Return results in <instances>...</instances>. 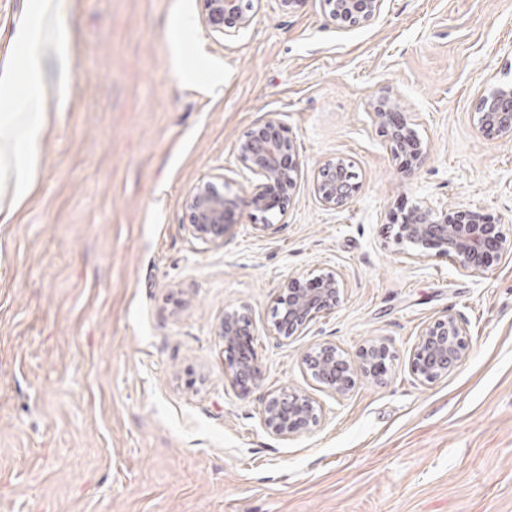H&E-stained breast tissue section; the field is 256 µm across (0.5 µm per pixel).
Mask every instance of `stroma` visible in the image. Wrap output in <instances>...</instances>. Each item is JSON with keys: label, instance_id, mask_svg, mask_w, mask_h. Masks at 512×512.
<instances>
[{"label": "stroma", "instance_id": "1", "mask_svg": "<svg viewBox=\"0 0 512 512\" xmlns=\"http://www.w3.org/2000/svg\"><path fill=\"white\" fill-rule=\"evenodd\" d=\"M57 2L69 91L48 103L30 192L0 194V512H512V251L477 274L433 249L412 261L392 222L464 205L512 238V141L475 118L479 92L512 80V0H385L350 30L320 0H257L232 39L201 0ZM32 3L0 0V71L18 80ZM174 39L201 81L178 76ZM380 91L429 146L413 179L368 115ZM271 120L301 164L287 207L266 230L237 209L218 247L192 237L185 195L216 174L245 195L236 146ZM336 158L361 189L330 210L313 178ZM327 270L336 308L281 342L274 297ZM233 309L253 324L246 393L216 334ZM449 313L469 350L422 384L411 350ZM372 339L388 369L344 395L301 363L320 344L356 362ZM282 389L316 401V427L267 432Z\"/></svg>", "mask_w": 512, "mask_h": 512}]
</instances>
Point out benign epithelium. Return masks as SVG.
Masks as SVG:
<instances>
[{"label":"benign epithelium","instance_id":"1","mask_svg":"<svg viewBox=\"0 0 512 512\" xmlns=\"http://www.w3.org/2000/svg\"><path fill=\"white\" fill-rule=\"evenodd\" d=\"M205 23L212 31L229 39L248 27L253 19V0H202ZM384 0H321L324 14L338 24L350 27L372 22L381 13ZM372 122L391 143L396 154L405 151L414 156L405 177L410 179L427 159V147L404 118L400 99L380 92L367 102ZM477 123L480 127L512 140V84L502 82L481 94L478 101ZM238 161L252 175L246 193L247 206L258 212L272 209L267 192L273 185L281 198L290 199L300 173L293 141L274 123L253 128L237 146ZM221 175L198 182L184 198L187 231L197 239L216 247L223 245L228 216L239 206V198L224 195ZM358 183L351 181L349 164L342 159L322 164L316 173L313 192L327 209L346 206L359 192ZM496 233L500 251L511 250L499 225L489 224L481 211L462 207L448 210L429 202L415 204L399 225V237L412 246L408 258L418 260L425 250L435 249L448 256L463 270L483 269L484 253L491 233ZM343 281L334 271L323 272L312 279L302 276L289 278L274 297L276 318L270 331L288 339L305 329L322 314L334 309L340 298ZM217 336L224 342L225 352L233 368L234 378L245 391L255 384L257 366L254 356L246 349L252 336L249 319L237 310L224 313L218 324ZM469 343L467 330L453 314L445 315L426 325L412 349L410 369L424 385L446 377L466 356ZM391 361L389 348L382 342L370 341L360 350V362L351 366L338 358L333 345H318L305 352L302 363L306 370L337 395L345 394L355 382V376H378ZM263 422L271 435L287 439L319 423L315 402L296 390L283 389L270 397L264 409Z\"/></svg>","mask_w":512,"mask_h":512}]
</instances>
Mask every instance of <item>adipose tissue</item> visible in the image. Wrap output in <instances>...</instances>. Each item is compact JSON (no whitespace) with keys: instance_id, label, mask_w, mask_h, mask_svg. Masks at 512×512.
<instances>
[{"instance_id":"ef3b65f1","label":"adipose tissue","mask_w":512,"mask_h":512,"mask_svg":"<svg viewBox=\"0 0 512 512\" xmlns=\"http://www.w3.org/2000/svg\"><path fill=\"white\" fill-rule=\"evenodd\" d=\"M38 13L18 34L27 48L22 88L0 76V91L13 97L10 110L0 113V190L22 189L35 178L37 147L50 97L67 92L69 56L66 33L58 23L53 0H38ZM55 63L57 76L48 81L46 66Z\"/></svg>"}]
</instances>
